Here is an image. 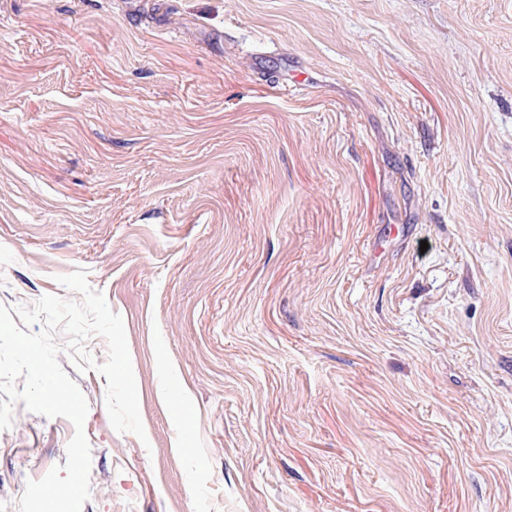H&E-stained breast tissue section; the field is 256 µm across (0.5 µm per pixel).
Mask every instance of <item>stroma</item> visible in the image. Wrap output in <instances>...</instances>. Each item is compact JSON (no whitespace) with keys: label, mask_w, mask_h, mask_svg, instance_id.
Returning a JSON list of instances; mask_svg holds the SVG:
<instances>
[{"label":"stroma","mask_w":512,"mask_h":512,"mask_svg":"<svg viewBox=\"0 0 512 512\" xmlns=\"http://www.w3.org/2000/svg\"><path fill=\"white\" fill-rule=\"evenodd\" d=\"M81 267L82 512H512V0H0V305Z\"/></svg>","instance_id":"1"}]
</instances>
